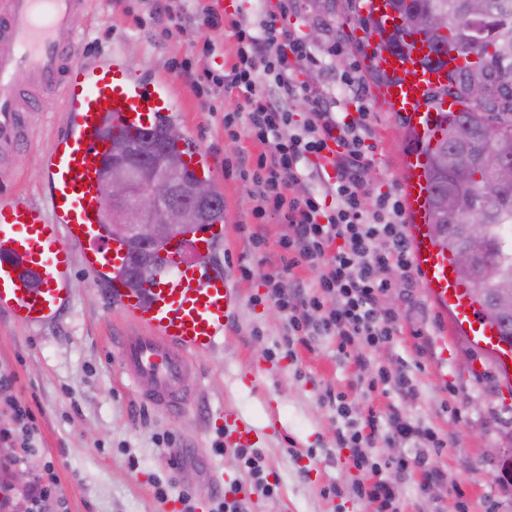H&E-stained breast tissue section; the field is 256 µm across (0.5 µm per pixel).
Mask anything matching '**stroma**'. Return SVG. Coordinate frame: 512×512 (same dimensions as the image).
<instances>
[{
    "mask_svg": "<svg viewBox=\"0 0 512 512\" xmlns=\"http://www.w3.org/2000/svg\"><path fill=\"white\" fill-rule=\"evenodd\" d=\"M143 13V0H90L73 25L84 34L88 55H121L138 75L177 99L176 125L203 147L216 173L213 186L224 199V241L213 255L237 289L240 311L223 345L194 355L188 376L197 396L179 416L143 404L140 386L122 376L116 337L126 326L83 264L75 266L72 303L58 322L29 328L0 315V500L8 499L12 512H32L26 490L38 481L50 492L53 512H183L179 495L189 489L195 512H209L218 490L214 473L249 480L231 453L214 450L224 434L220 415L230 407L259 429L256 448L267 479L279 485L273 496L253 493L250 512H367L348 494L365 474L353 465L351 449L336 445L339 422L326 398L332 391L347 395L354 414L392 405L445 437L446 448L429 456L430 466L443 474L441 482L422 491L418 477L398 478L402 512H512V486L504 485L502 472L512 459V411L503 407L493 369L480 367L477 352L452 334L420 283L385 297V305L398 312V329L374 354L379 367L400 360L414 379L412 394L376 392L363 399L355 387L357 368L339 358L329 341L298 344L290 354L279 349L285 320L266 300L262 275L263 256L276 250L285 226L267 213L265 244L249 245L256 200L235 167L240 151L254 156L261 148L246 133L233 137L225 131L224 91L203 103L180 69L187 58L199 67L224 63L232 43L223 29L205 26L160 36L138 25ZM286 24L303 36L319 31V40L307 44L312 58L299 72H319L337 111L367 113L369 181L375 193L402 199L404 122L371 101L373 82L359 49L366 30L347 11L346 0H336L332 14L320 13L311 0H295ZM207 40L216 47L210 57L201 53ZM349 74L362 82L359 95L342 92ZM60 121L55 99L29 115L27 144L0 157V194L42 200L41 160ZM245 267L250 277L242 276ZM252 371L256 381L245 383ZM272 410L279 418L274 432L266 428ZM168 432L176 435L182 454L176 467L170 464L173 450L157 442ZM167 479L173 486L166 499H157L153 485Z\"/></svg>",
    "mask_w": 512,
    "mask_h": 512,
    "instance_id": "stroma-1",
    "label": "stroma"
}]
</instances>
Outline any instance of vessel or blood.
<instances>
[{"mask_svg": "<svg viewBox=\"0 0 512 512\" xmlns=\"http://www.w3.org/2000/svg\"><path fill=\"white\" fill-rule=\"evenodd\" d=\"M87 4L0 0V153L24 145L23 117L39 111L45 98L60 96L64 126L43 160L46 204L0 195V314L27 327L55 323L71 303L75 265L83 263L109 281L108 302L132 328L120 340L123 372L132 382H146L144 402L178 414L194 397L186 384L189 356L221 344L239 312L238 294L225 273L187 261L171 242L156 247L163 263L152 281L138 290L127 286V246L106 226L103 160L113 128H152L174 115L176 102L122 57L86 56L73 18ZM373 62L390 78L371 96L402 116L408 132L402 190L414 273L455 330L493 361L502 397L512 396V339L483 314L427 222L426 150L440 139L446 113L428 108L426 98L445 78L419 67L417 57L385 49ZM183 159L197 176L212 178L202 148L185 149ZM223 237L224 226L216 223L190 236L189 245L209 251ZM258 439L246 418L225 410L226 447Z\"/></svg>", "mask_w": 512, "mask_h": 512, "instance_id": "b4317fda", "label": "vessel or blood"}]
</instances>
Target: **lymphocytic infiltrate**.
I'll use <instances>...</instances> for the list:
<instances>
[{
	"label": "lymphocytic infiltrate",
	"mask_w": 512,
	"mask_h": 512,
	"mask_svg": "<svg viewBox=\"0 0 512 512\" xmlns=\"http://www.w3.org/2000/svg\"><path fill=\"white\" fill-rule=\"evenodd\" d=\"M150 17L164 36L191 23L230 29L234 62L221 71L203 69L192 84L200 92L215 87L236 95L233 112L224 116L225 128L242 127L263 148L252 173L258 200L253 216L261 219L271 211L288 227L277 268L264 276L266 297L286 317L289 335L332 337L340 356L366 364L367 349L389 342L398 322L397 312L382 304L392 287L382 273L391 269L410 278L411 251L397 213L389 211L385 198L370 200L366 190L365 123L340 115L329 91L298 81L296 66L307 58L306 46L277 14H266L256 24L238 12L220 14L210 0H154ZM260 71L271 74L270 83L258 82ZM297 98L303 99L308 117L294 129L288 104ZM331 139L338 150L326 167L319 159ZM329 167L334 177H326ZM305 178L315 181L317 190L296 192ZM301 266L316 271L314 284L293 278ZM336 412L344 420L337 444L353 449L355 466L371 473L369 483L359 484L354 493L372 512H399L386 470L401 474L420 468L425 483L440 480V471L428 466L422 450L445 442L421 422L393 409L383 416L369 413L360 424L350 420L342 402ZM380 432L407 447L386 468L365 454Z\"/></svg>",
	"instance_id": "obj_1"
}]
</instances>
